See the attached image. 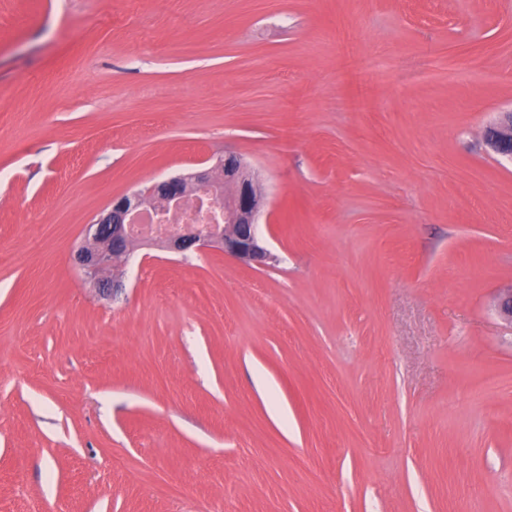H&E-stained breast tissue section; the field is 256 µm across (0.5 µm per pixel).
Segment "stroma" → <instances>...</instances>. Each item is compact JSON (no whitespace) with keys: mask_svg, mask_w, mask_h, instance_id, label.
<instances>
[{"mask_svg":"<svg viewBox=\"0 0 512 512\" xmlns=\"http://www.w3.org/2000/svg\"><path fill=\"white\" fill-rule=\"evenodd\" d=\"M510 110L512 0H0V512H512ZM224 151L277 263L98 298L93 218ZM487 141L496 153L508 157L512 162V110L501 113L489 127Z\"/></svg>","mask_w":512,"mask_h":512,"instance_id":"35a3bbf8","label":"stroma"}]
</instances>
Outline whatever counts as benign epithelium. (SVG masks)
<instances>
[{
	"label": "benign epithelium",
	"mask_w": 512,
	"mask_h": 512,
	"mask_svg": "<svg viewBox=\"0 0 512 512\" xmlns=\"http://www.w3.org/2000/svg\"><path fill=\"white\" fill-rule=\"evenodd\" d=\"M487 141L496 153L512 160V111L501 113L489 127ZM192 192H203L224 204V228L204 234L188 224L182 234L163 241L167 250L178 254L216 248L242 263L257 266L274 259L258 230L267 200L249 165L240 156L228 153L210 168L170 176L116 197L96 215L91 224L93 243L79 246L74 262L100 298H110L119 287V282L103 277V273L111 268L113 257L127 259L132 254L130 229L141 212L158 202L176 205Z\"/></svg>",
	"instance_id": "7a95c632"
}]
</instances>
